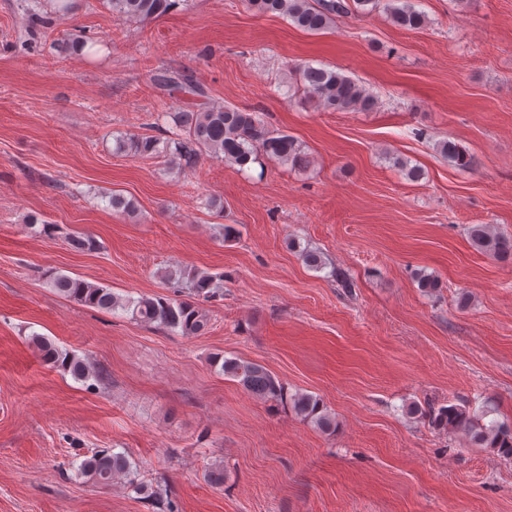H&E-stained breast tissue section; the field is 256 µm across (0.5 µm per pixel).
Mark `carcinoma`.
<instances>
[{
  "label": "carcinoma",
  "instance_id": "1",
  "mask_svg": "<svg viewBox=\"0 0 512 512\" xmlns=\"http://www.w3.org/2000/svg\"><path fill=\"white\" fill-rule=\"evenodd\" d=\"M112 12L128 20L148 22L159 18L180 4V0H107ZM418 0H245L248 7L261 13L279 14L290 19L298 28L319 33L331 27L342 14L364 15L377 9L384 10L397 27L414 31L428 24L425 12L417 8ZM296 83L305 96L327 112L370 111L377 107L375 97L353 79L324 67L307 65L296 74ZM172 121L171 138L161 140L155 135L129 134L116 138V149L142 157H169V164L179 170H190L209 156L241 169L264 156L281 165L306 169L312 160L301 143L288 133L275 130L254 111L212 105L197 112H164ZM440 153L462 167L472 164V158L452 141L439 144ZM471 246L479 253L503 263L512 262V236H506L490 224H473L468 228ZM69 245L77 251H94L97 240L90 235L71 236ZM164 281L172 288L187 283L189 295L171 298L165 295L122 297L111 289L79 278L56 274L49 285L57 294L100 310L121 312L130 319L155 324L181 336H199L209 327V311L203 303L221 296L223 290L215 285L222 279L206 271L184 275L167 270ZM32 345L42 359L60 365L74 379L86 381L96 376L91 364L74 354L60 351L48 338L31 336ZM224 375L238 381L251 395L266 401L290 403L294 411L314 423L322 432L332 433L335 420L323 410L320 400L311 394L297 393L288 397L281 380L264 366L222 356L214 358ZM488 411L475 412L466 406L448 404L429 407L422 416L428 425L444 432L459 433L480 448L512 458V427L505 423L485 424ZM76 476L98 485L109 486L117 477H126L133 491L160 512H176V505L161 488L153 489L137 482L133 464L125 452L105 448L82 460Z\"/></svg>",
  "mask_w": 512,
  "mask_h": 512
}]
</instances>
